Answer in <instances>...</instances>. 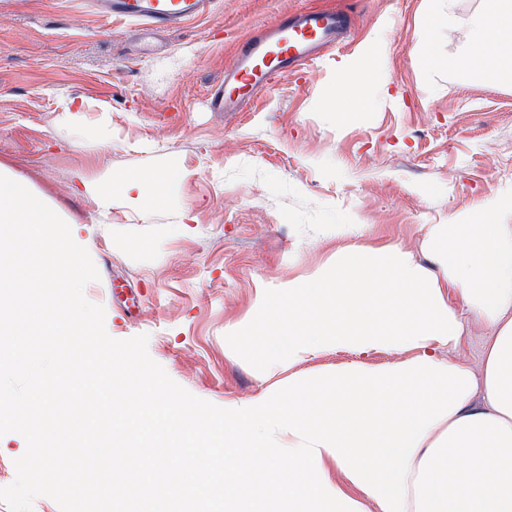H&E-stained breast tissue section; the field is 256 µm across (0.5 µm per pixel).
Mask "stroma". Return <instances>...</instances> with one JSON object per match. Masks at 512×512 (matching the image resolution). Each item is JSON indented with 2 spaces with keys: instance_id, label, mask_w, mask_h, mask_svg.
Instances as JSON below:
<instances>
[{
  "instance_id": "obj_1",
  "label": "stroma",
  "mask_w": 512,
  "mask_h": 512,
  "mask_svg": "<svg viewBox=\"0 0 512 512\" xmlns=\"http://www.w3.org/2000/svg\"><path fill=\"white\" fill-rule=\"evenodd\" d=\"M455 4L457 24L432 27L425 0H217L143 60L132 26L85 0H0V164L89 246L99 278L84 294L112 338L148 335L150 356L203 400L251 399L288 375L261 383L229 338L262 291L328 263L337 225H374L372 245L423 263L426 225L479 222L476 202L512 194V79L454 60L489 0ZM312 6L345 11L349 40L279 77L253 111H208L238 42ZM344 67L379 81L341 108ZM168 167L183 177L159 203L124 194L125 176ZM105 173L104 217L77 187Z\"/></svg>"
}]
</instances>
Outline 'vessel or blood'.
I'll return each instance as SVG.
<instances>
[{
  "instance_id": "obj_1",
  "label": "vessel or blood",
  "mask_w": 512,
  "mask_h": 512,
  "mask_svg": "<svg viewBox=\"0 0 512 512\" xmlns=\"http://www.w3.org/2000/svg\"><path fill=\"white\" fill-rule=\"evenodd\" d=\"M89 5L106 19L134 23L154 33L178 29L210 12L214 0H89ZM348 31L345 16L333 9L284 14L270 28L242 42L232 66L208 92L212 110L242 111L283 73L317 61L342 43Z\"/></svg>"
}]
</instances>
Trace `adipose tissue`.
Wrapping results in <instances>:
<instances>
[{"label":"adipose tissue","instance_id":"1","mask_svg":"<svg viewBox=\"0 0 512 512\" xmlns=\"http://www.w3.org/2000/svg\"><path fill=\"white\" fill-rule=\"evenodd\" d=\"M457 63L492 82L512 74V0L469 18ZM181 176L130 175L123 188L153 203ZM475 209L480 223L427 225L432 267L366 244L371 225L340 224L331 266L265 293L254 365L264 380L287 372L288 390L225 405L220 429L169 409L150 458L219 433L224 450L209 484L168 469L180 491L162 512L213 489L224 512H512V197ZM474 323L490 331L476 368L451 357ZM339 353L348 361L326 364Z\"/></svg>","mask_w":512,"mask_h":512}]
</instances>
